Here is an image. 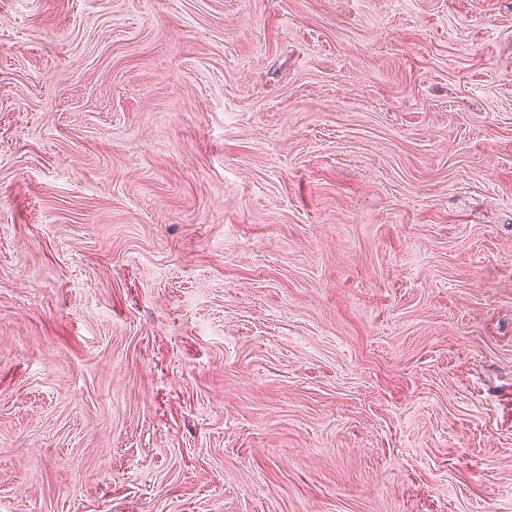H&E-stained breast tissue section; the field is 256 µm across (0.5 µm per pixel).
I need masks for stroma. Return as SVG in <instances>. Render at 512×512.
Returning <instances> with one entry per match:
<instances>
[{
    "label": "stroma",
    "mask_w": 512,
    "mask_h": 512,
    "mask_svg": "<svg viewBox=\"0 0 512 512\" xmlns=\"http://www.w3.org/2000/svg\"><path fill=\"white\" fill-rule=\"evenodd\" d=\"M0 512H512V0H0Z\"/></svg>",
    "instance_id": "stroma-1"
}]
</instances>
